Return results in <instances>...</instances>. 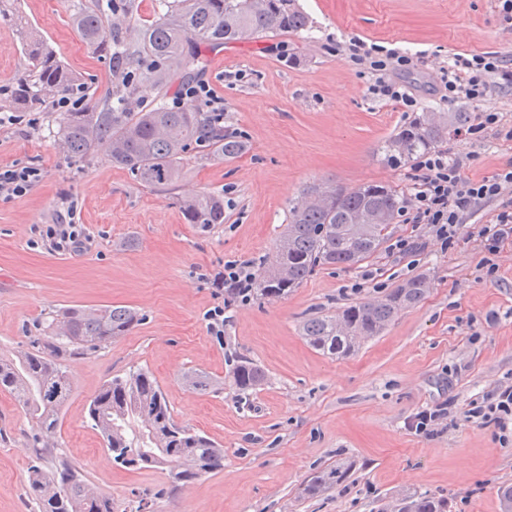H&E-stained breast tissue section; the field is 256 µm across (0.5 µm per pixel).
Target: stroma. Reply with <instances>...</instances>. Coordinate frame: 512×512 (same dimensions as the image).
Instances as JSON below:
<instances>
[{"mask_svg": "<svg viewBox=\"0 0 512 512\" xmlns=\"http://www.w3.org/2000/svg\"><path fill=\"white\" fill-rule=\"evenodd\" d=\"M310 16L299 33L224 45L201 79L224 101V130L248 145L240 157L206 160L191 149L181 178L161 188L112 164L106 146L75 160L55 143L57 112H22L0 126V167L41 169L26 195L0 197V355L33 351L40 324L68 308L126 305L142 320L104 348L62 357L72 383L56 448L82 467L95 491L126 512L146 496L148 512H383L424 492L448 498L451 512H499L497 489L512 484V440L494 424L469 421L473 400L512 385V239L488 252L478 238L499 201L467 216L451 248L428 225L403 215L391 242L352 268L322 266L288 297L234 300L214 285L229 263L274 253L288 209L310 185L367 182L410 196L415 166H395L380 147L415 117L432 112L498 113L512 126V87L492 86L476 102L445 98L435 71L457 52H495L512 60V24L498 0H297ZM16 7L100 98L123 91L105 58L82 42L74 13L96 0H14ZM352 39L419 55L402 78L415 105L372 100L366 76L339 53ZM449 156H465L463 177L492 175L512 159V140L495 128L449 136ZM223 192L224 221L202 230L180 208L189 194ZM72 212L88 243L55 253L43 237ZM420 236L418 253L392 243ZM422 275L428 291L379 335L347 356L331 357L301 336L305 316L341 314L382 299ZM224 311V333L209 316ZM260 365L264 385L240 400L226 374L235 356ZM144 369L164 392L174 420L224 449V469L172 487L161 470L115 465L88 417L90 399L115 376ZM206 376L209 390L195 389ZM444 404L433 435L407 422ZM32 425L0 392V512H31L24 490L35 450ZM347 470L318 497L302 490L313 473Z\"/></svg>", "mask_w": 512, "mask_h": 512, "instance_id": "stroma-1", "label": "stroma"}]
</instances>
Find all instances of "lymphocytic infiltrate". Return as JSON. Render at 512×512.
Segmentation results:
<instances>
[{"label":"lymphocytic infiltrate","instance_id":"lymphocytic-infiltrate-1","mask_svg":"<svg viewBox=\"0 0 512 512\" xmlns=\"http://www.w3.org/2000/svg\"><path fill=\"white\" fill-rule=\"evenodd\" d=\"M346 55L368 73V92L373 99L413 106L409 92L391 79L393 71L416 67L412 56L362 41L351 42ZM438 74L449 98L457 100H479L498 81L512 85V66L494 52L454 54L439 67ZM462 165V158L444 152L424 155L417 162V185L411 198L415 218L430 225L442 247L447 248L464 217L475 207L489 200L501 201L495 224L478 232L487 250H495L499 243L512 238V161L493 176L476 180L462 177ZM468 417L474 422L495 423L500 431H507L512 426V386L486 395L481 403L472 405Z\"/></svg>","mask_w":512,"mask_h":512}]
</instances>
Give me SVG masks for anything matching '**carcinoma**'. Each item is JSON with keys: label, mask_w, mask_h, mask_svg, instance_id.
Returning a JSON list of instances; mask_svg holds the SVG:
<instances>
[{"label": "carcinoma", "mask_w": 512, "mask_h": 512, "mask_svg": "<svg viewBox=\"0 0 512 512\" xmlns=\"http://www.w3.org/2000/svg\"><path fill=\"white\" fill-rule=\"evenodd\" d=\"M165 11L146 26L140 47L129 50L127 33H113L109 16L116 0L78 12L72 23L84 43L123 75L138 71L136 83L169 89L194 82L205 54L224 45L254 37H277L300 32L309 26V16L296 0H268L262 13L251 0H164ZM0 19L15 29L28 58L25 74L9 86H0V110L47 112L64 96L86 97L81 77L74 73L33 24L18 11L4 8ZM470 121L467 112H447L445 122L428 126L414 119L383 147L385 159L408 163L429 152ZM57 141L67 155L83 159L98 144L110 146L113 164L130 170L140 181L165 187L180 178V161L194 146L206 159H233L246 150V141L224 132V119L216 112H201L192 101L178 106L159 104L131 109L128 96L107 97L100 104H81L59 113ZM404 144L395 154L392 145ZM304 194H324L322 207L289 209L288 224L272 256L252 263L249 300H275L307 281L324 265L353 267L376 255L387 242L389 229L404 213L405 198L394 187L367 183L325 194L321 187H308ZM188 224L208 228L224 223V193L198 194L181 203ZM381 213L383 223L355 228L354 220L365 211ZM425 277L410 278L378 304L347 307L343 314L353 334L337 331L336 318L316 315L302 323V335L315 350L329 356L346 355L359 346L361 335H378L403 308L414 307L425 297ZM142 320L133 308L112 305L102 308H72L42 325L37 350L24 356L0 355V392H7L25 411L39 432L51 434L60 424L61 409L71 392V381L58 362L62 353L80 354L100 348L122 336ZM229 377L235 393L246 396L266 380L264 370L240 357ZM89 417L113 461L130 470H164L173 486L180 487L224 469V449L209 437L175 423L169 404L153 376L140 369L114 377L101 386L89 406ZM30 466L25 496L33 512H117L112 498L92 493L80 468L53 454L36 449ZM346 478L338 468H325L313 475L304 488L315 497ZM398 512H448V500L422 493L397 504Z\"/></svg>", "instance_id": "cac0c4a2"}]
</instances>
